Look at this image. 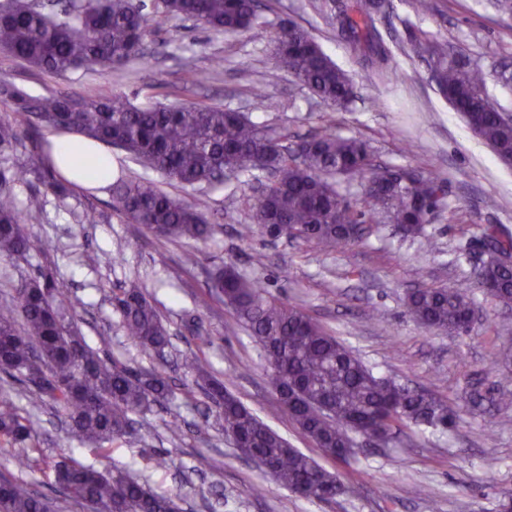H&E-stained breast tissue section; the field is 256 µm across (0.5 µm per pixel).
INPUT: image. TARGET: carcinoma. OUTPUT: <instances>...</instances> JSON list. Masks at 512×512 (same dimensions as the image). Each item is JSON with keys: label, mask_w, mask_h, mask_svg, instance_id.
<instances>
[{"label": "carcinoma", "mask_w": 512, "mask_h": 512, "mask_svg": "<svg viewBox=\"0 0 512 512\" xmlns=\"http://www.w3.org/2000/svg\"><path fill=\"white\" fill-rule=\"evenodd\" d=\"M385 0H320V10L355 56L380 65L388 56L375 14ZM145 0H72L57 13H44L35 0H0V51L29 65L66 75L144 59L150 15ZM152 9L192 19L215 33L241 32L259 20L258 0H153ZM408 58L426 64L437 92L463 118L476 122L477 135L505 164L512 159V116L501 112L486 92V75L478 65L450 48L448 42L422 31L400 41ZM278 69L252 86L256 99L265 86L279 80V70L321 101L344 109L355 97L349 74L334 63L316 39L291 22L274 38ZM211 78V72L190 68L182 91ZM0 98L32 125L44 124L67 133L97 139L144 162L162 178L197 187L202 197L187 202L163 191L146 177H112L107 187L112 207L131 224H140L162 239L207 240L214 225L205 209L208 192L248 174L273 172L265 192L250 204L241 235L256 232L285 235L315 244L324 251L361 243L372 223L383 217L409 235L424 236L433 250L435 239L424 234L426 215L446 207L447 186L436 177L375 163L369 145L336 134L332 126L293 146L283 136L240 112L200 102L135 106L121 95L75 97L69 93L32 96L0 77ZM16 141L12 123L0 120V154ZM36 176L48 192L64 193L57 172L35 146L17 166L14 179ZM338 176L363 181L361 203L338 189ZM42 198L31 196L22 209L0 192V256L30 247L26 225L42 210ZM484 245L512 250V237L494 224L481 228ZM480 288L506 308L512 307V268L485 263L475 270ZM216 299L256 338L272 372L281 408L297 428L322 451L346 457L355 436L372 432L393 442L409 425L434 429L453 426L443 402L409 390L392 378L378 376L324 326L302 308L270 295L256 279L232 267L210 275ZM63 290L47 275L15 289L11 302L0 304V373L19 382L33 406L46 403L66 415V436L91 448L108 445L133 430V415L167 400L171 387L157 370H135L108 361L81 330L64 319ZM127 334L148 353L160 355L169 345L168 331L142 287L131 282L112 296ZM474 304L460 288H420L408 297L412 318L427 329L462 336ZM197 382L220 409L224 436L240 453L261 459L282 487L310 501H329L352 494L315 458L292 447L261 421L208 365L194 362ZM0 438L30 443L39 437L27 413L8 395H0ZM54 482L67 499L99 512H181L175 498L152 492L128 472L102 473L78 461L51 463ZM0 512H54L50 503L19 479L0 478Z\"/></svg>", "instance_id": "1"}]
</instances>
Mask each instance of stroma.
<instances>
[{
  "instance_id": "obj_1",
  "label": "stroma",
  "mask_w": 512,
  "mask_h": 512,
  "mask_svg": "<svg viewBox=\"0 0 512 512\" xmlns=\"http://www.w3.org/2000/svg\"><path fill=\"white\" fill-rule=\"evenodd\" d=\"M261 19L251 29L217 35L194 21L155 14L145 45L148 63L138 69L115 65L105 71H75L58 77L0 53V74L34 95L68 91L80 96L121 94L147 105L182 84L186 65L213 69L212 80L189 98L248 113L287 135L289 143L330 125L342 136L368 142L377 160L415 169L447 183V207L429 224L437 248L403 236L379 222L362 243L324 252L303 240L242 237L247 201L256 184L242 178L236 192H211L206 241H167L129 224L113 211L99 186L46 193L43 211L30 227L31 247L20 258H0V300L22 282L52 268L72 303L73 320L101 356L132 368H153L170 377L173 392L143 417L144 425L116 439L98 455L66 439L62 414L32 409L39 456L29 464L26 444L0 445V476H22L39 494L59 500L60 512H84L62 500L46 461L74 457L98 470H125L155 492L180 496L185 512H499L512 496V411L500 403L512 391V372L491 371L496 355L512 349V312L474 284L471 229L501 225L512 234V169L503 166L428 80L424 63L398 46L407 29L448 41L478 63L486 91L503 112L512 113V88L498 78L512 72V16L488 0H431L416 13L412 0H389L376 17L387 35L388 75L379 78L349 55L315 0H260ZM311 32L325 52L346 70L357 100L339 110L320 102L292 76L270 85L258 100L249 88L276 66L273 38L288 22ZM0 119L14 122L18 142L0 155V185L17 205L42 190L37 180L19 182L13 172L33 143H48L53 130L27 125L0 99ZM194 252L197 267L181 263ZM260 279L283 301L299 306L330 329L373 372L423 389L447 403L457 426L440 430L412 426L388 448L359 440L348 461L321 454L280 408L260 345L206 286V273L224 266ZM136 281L157 305L170 336L164 356L146 354L127 336L112 307V293ZM462 288L481 319L470 334L451 336L419 325L407 299L419 288ZM377 319H369V312ZM205 360L230 391L289 443L316 457L357 493L327 503L310 502L278 485L224 437L217 408L195 384L188 361ZM181 438H172L171 424ZM170 465L159 469L155 455ZM217 460L219 470L208 467Z\"/></svg>"
}]
</instances>
